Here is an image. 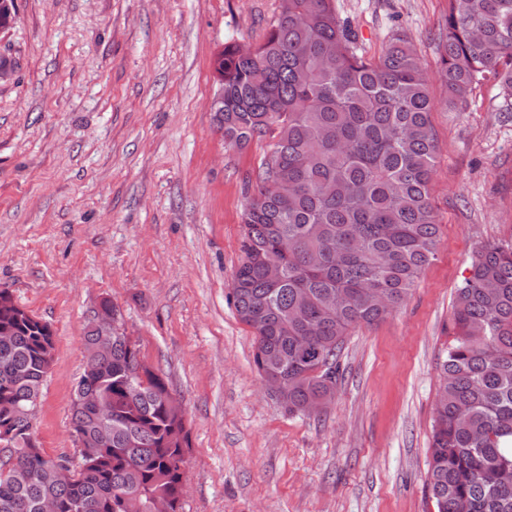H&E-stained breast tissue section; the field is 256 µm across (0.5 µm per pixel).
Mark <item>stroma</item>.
Wrapping results in <instances>:
<instances>
[{
	"label": "stroma",
	"mask_w": 512,
	"mask_h": 512,
	"mask_svg": "<svg viewBox=\"0 0 512 512\" xmlns=\"http://www.w3.org/2000/svg\"><path fill=\"white\" fill-rule=\"evenodd\" d=\"M366 56L405 33L439 68L448 0H336ZM0 34V288L47 321L55 357L36 437L80 463L70 403L100 297L185 410L181 512H433L423 493L436 361L454 291L486 243H512V102L433 84L440 235L404 306L352 330L332 402L267 393L228 301L249 182L267 151L224 144L209 101L225 41L258 42L278 0H16Z\"/></svg>",
	"instance_id": "obj_1"
}]
</instances>
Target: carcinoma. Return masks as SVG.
I'll return each instance as SVG.
<instances>
[{
  "instance_id": "1",
  "label": "carcinoma",
  "mask_w": 512,
  "mask_h": 512,
  "mask_svg": "<svg viewBox=\"0 0 512 512\" xmlns=\"http://www.w3.org/2000/svg\"><path fill=\"white\" fill-rule=\"evenodd\" d=\"M438 52L452 103L489 75L512 97V0H448ZM213 70L224 144L269 147L244 209V260L229 301L253 330L260 376L280 381L285 409L302 413L342 376L349 332L403 306L435 257V98L405 34L367 58L336 0H279L261 41L225 43ZM270 262L282 269L277 283L266 277ZM314 321L305 354L295 340ZM450 325L424 491L434 512H512V244L480 248ZM3 330L0 428L17 440L0 447V512H41L45 500L58 512H150L155 498L179 512L185 422L131 339L114 336L101 353L86 326L70 405L80 465L62 480L33 439L53 332L18 308L0 309ZM99 400L109 416H98ZM16 467L29 471L27 483L12 479Z\"/></svg>"
}]
</instances>
